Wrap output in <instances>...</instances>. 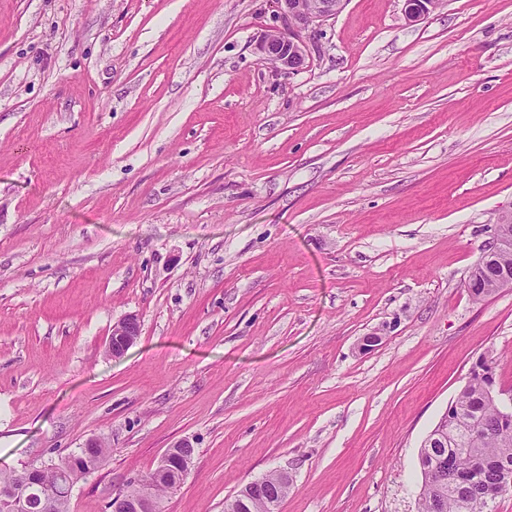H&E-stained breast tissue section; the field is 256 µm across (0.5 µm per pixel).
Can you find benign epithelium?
<instances>
[{
	"instance_id": "7a95c632",
	"label": "benign epithelium",
	"mask_w": 512,
	"mask_h": 512,
	"mask_svg": "<svg viewBox=\"0 0 512 512\" xmlns=\"http://www.w3.org/2000/svg\"><path fill=\"white\" fill-rule=\"evenodd\" d=\"M343 0H276L279 12L287 19L288 27L265 36L258 50L262 60L272 61L285 72H293L306 64L308 44L306 34L312 33L320 22L330 18L339 10ZM439 0H403V14L410 23L422 20L436 9ZM509 219L494 225L490 242L499 248H512V227ZM140 319L129 314L112 327V342L106 352L117 359L137 341L140 336ZM28 480L11 491L5 500L12 503L17 512H23L27 503ZM121 512H162L161 502L146 492H134L122 499Z\"/></svg>"
}]
</instances>
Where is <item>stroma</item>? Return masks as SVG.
Listing matches in <instances>:
<instances>
[{
  "label": "stroma",
  "mask_w": 512,
  "mask_h": 512,
  "mask_svg": "<svg viewBox=\"0 0 512 512\" xmlns=\"http://www.w3.org/2000/svg\"><path fill=\"white\" fill-rule=\"evenodd\" d=\"M402 6L344 0L288 74L275 0H0V470L106 438L71 512H108L186 440L167 512L278 469V512H417L481 355L512 390V288L466 287L512 215V0ZM403 14L408 22L415 23L422 20L432 10L436 9L439 0H402ZM140 327V319L135 314H129L115 323L107 344V354L115 359L122 357L137 341L140 336Z\"/></svg>",
  "instance_id": "35a3bbf8"
}]
</instances>
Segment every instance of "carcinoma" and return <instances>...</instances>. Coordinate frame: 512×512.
<instances>
[{"mask_svg":"<svg viewBox=\"0 0 512 512\" xmlns=\"http://www.w3.org/2000/svg\"><path fill=\"white\" fill-rule=\"evenodd\" d=\"M468 290L474 299L484 300L499 287L482 271ZM492 364L493 358L488 356L465 377L457 398L440 418V447L420 449L422 485L417 512H494V503L504 492L503 472L512 471V415L501 411ZM107 452L99 448L88 455L80 449L42 466L35 493L53 497L55 512H70L74 485L98 469ZM194 454L195 449H184V455L174 456L168 478L160 480L151 471L129 482L117 497L136 488L163 500L173 484L184 481ZM288 492L289 487L281 484L274 471L252 481L250 512H269V502L284 499Z\"/></svg>","mask_w":512,"mask_h":512,"instance_id":"cac0c4a2","label":"carcinoma"}]
</instances>
